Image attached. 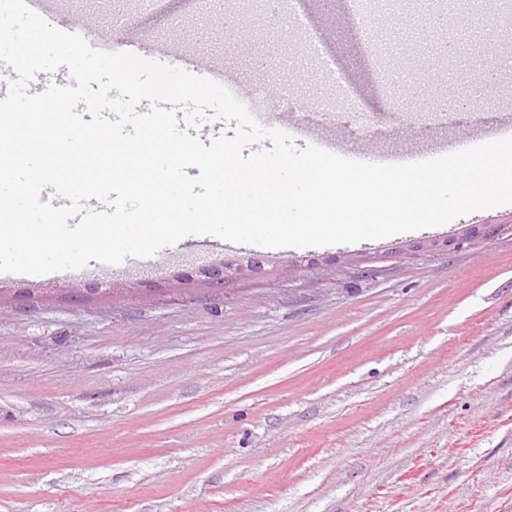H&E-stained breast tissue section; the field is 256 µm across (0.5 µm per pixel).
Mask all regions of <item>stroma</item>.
I'll list each match as a JSON object with an SVG mask.
<instances>
[{"instance_id":"1","label":"stroma","mask_w":512,"mask_h":512,"mask_svg":"<svg viewBox=\"0 0 512 512\" xmlns=\"http://www.w3.org/2000/svg\"><path fill=\"white\" fill-rule=\"evenodd\" d=\"M370 117L334 105L314 63L259 54L271 31L241 12L226 30L194 0L130 17L143 58L176 39L238 91L302 99L263 128L312 129L336 155L408 161L455 152L512 122L438 76L426 117L377 82L349 0H297ZM52 17L114 19L100 0ZM380 47L418 69L429 28L376 20ZM497 233L465 240L468 227ZM461 238L449 251L405 245ZM246 246L186 240L148 259L0 277V512H512V205L379 240L259 248L270 275L215 286L196 268Z\"/></svg>"}]
</instances>
